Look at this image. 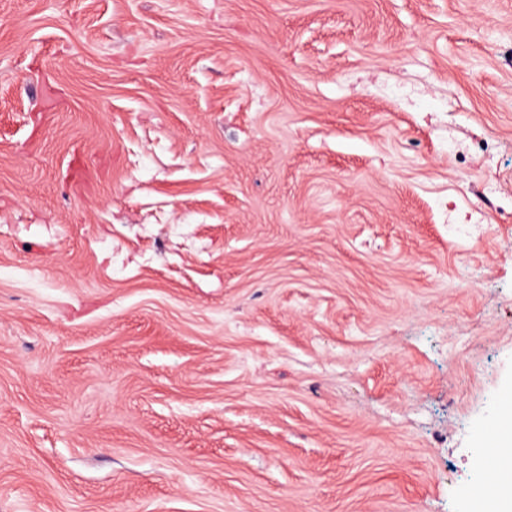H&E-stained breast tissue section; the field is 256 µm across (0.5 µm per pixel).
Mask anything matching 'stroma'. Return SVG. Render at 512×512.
<instances>
[{"instance_id":"1","label":"stroma","mask_w":512,"mask_h":512,"mask_svg":"<svg viewBox=\"0 0 512 512\" xmlns=\"http://www.w3.org/2000/svg\"><path fill=\"white\" fill-rule=\"evenodd\" d=\"M506 388L512 0H0V512H471Z\"/></svg>"}]
</instances>
